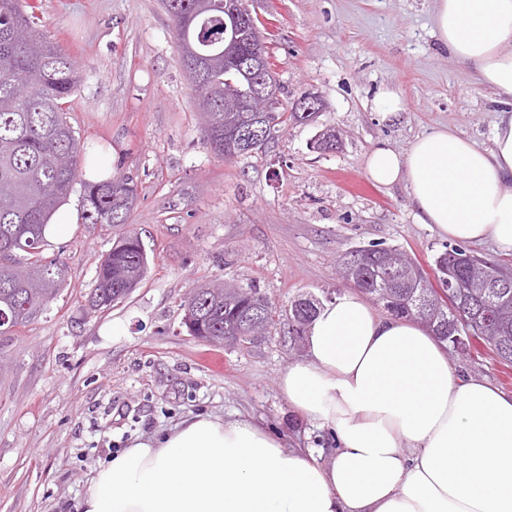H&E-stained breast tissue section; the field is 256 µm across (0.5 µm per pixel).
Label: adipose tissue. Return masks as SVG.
I'll list each match as a JSON object with an SVG mask.
<instances>
[{
  "label": "adipose tissue",
  "instance_id": "obj_1",
  "mask_svg": "<svg viewBox=\"0 0 512 512\" xmlns=\"http://www.w3.org/2000/svg\"><path fill=\"white\" fill-rule=\"evenodd\" d=\"M435 30L478 85L509 101L492 146L441 127L406 153L379 144L376 183H405L421 223L512 252V0H435ZM282 394L332 435L324 457L257 423L195 416L101 467L83 512H512V393L463 378L422 324L354 290L306 328Z\"/></svg>",
  "mask_w": 512,
  "mask_h": 512
}]
</instances>
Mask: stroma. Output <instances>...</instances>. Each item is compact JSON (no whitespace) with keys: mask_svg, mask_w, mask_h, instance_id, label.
Instances as JSON below:
<instances>
[{"mask_svg":"<svg viewBox=\"0 0 512 512\" xmlns=\"http://www.w3.org/2000/svg\"><path fill=\"white\" fill-rule=\"evenodd\" d=\"M43 30L75 60L68 120L105 163L138 183L128 218L154 257L122 303L88 312L113 233L83 224L51 239L68 285L18 334L0 335V512H80L97 467L189 415L249 417L304 447L328 434L278 386L304 357L287 322L254 343L190 337L181 301L203 281L256 285L278 307L346 290L337 263L357 246L406 250L424 269L447 243L420 223L404 184H375L377 144L406 152L445 125L492 145L500 99L434 32L433 0H244L258 16L290 102L318 92V124L291 123L266 152L227 161L203 142L173 22L162 0H35ZM403 108L385 122L378 99ZM339 149L316 152L318 125ZM459 376L512 392L492 353L449 354Z\"/></svg>","mask_w":512,"mask_h":512,"instance_id":"obj_1","label":"stroma"}]
</instances>
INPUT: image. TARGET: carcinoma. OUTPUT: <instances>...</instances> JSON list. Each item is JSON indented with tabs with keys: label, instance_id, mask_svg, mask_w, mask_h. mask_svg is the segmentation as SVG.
I'll list each match as a JSON object with an SVG mask.
<instances>
[{
	"label": "carcinoma",
	"instance_id": "cac0c4a2",
	"mask_svg": "<svg viewBox=\"0 0 512 512\" xmlns=\"http://www.w3.org/2000/svg\"><path fill=\"white\" fill-rule=\"evenodd\" d=\"M178 30L183 62L205 64L203 81L190 85L196 106L205 109L203 140L224 159L234 158L224 130L251 124L262 127L253 152L268 148L276 134L301 113L283 107L267 120L249 122L248 113L224 111V98L241 104L252 78L238 70L224 72V5L220 0H163ZM33 0H0V333L26 327L67 284L68 269L48 255L46 229L80 179L84 145L67 120V104L81 77L72 58L40 30ZM24 28L30 42L13 39ZM138 198L133 176L117 173L102 183H83L81 223L110 230L128 222ZM361 279L363 295L392 315L423 321L452 348L464 339L471 350L485 347L506 367L512 366V269L466 251L447 248L434 258V271L462 285L451 303L438 302L429 274L407 252L368 245ZM25 268L43 280L27 287L16 270ZM152 259L138 233L118 236L96 267L87 296L90 312L122 302L151 273ZM498 287L486 288L488 280ZM189 335L212 345L228 336L249 343L268 333L280 309L255 286L212 281L183 302ZM311 299H298L288 320L307 324L317 314Z\"/></svg>",
	"mask_w": 512,
	"mask_h": 512
}]
</instances>
